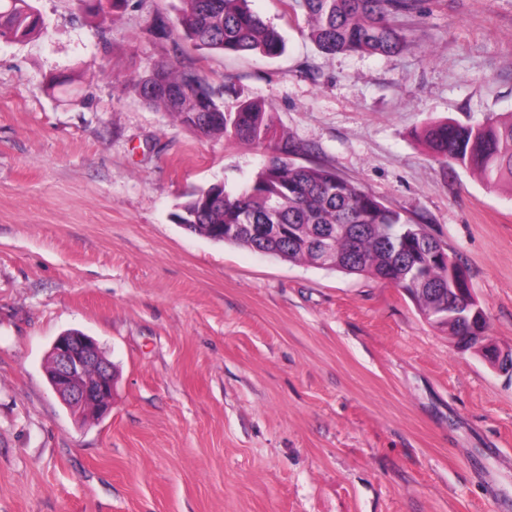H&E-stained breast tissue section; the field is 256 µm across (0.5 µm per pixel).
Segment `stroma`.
<instances>
[{
    "label": "stroma",
    "mask_w": 512,
    "mask_h": 512,
    "mask_svg": "<svg viewBox=\"0 0 512 512\" xmlns=\"http://www.w3.org/2000/svg\"><path fill=\"white\" fill-rule=\"evenodd\" d=\"M176 4L35 0L44 30L0 38V512H512V377L402 289L175 224L274 145L198 136L128 89L173 61L272 106L297 164L445 244L509 349L512 191L448 169L422 132L512 112V0H417L390 56L322 53L303 15L252 0L275 58L154 36ZM69 329L116 370L104 417L48 383Z\"/></svg>",
    "instance_id": "1"
}]
</instances>
